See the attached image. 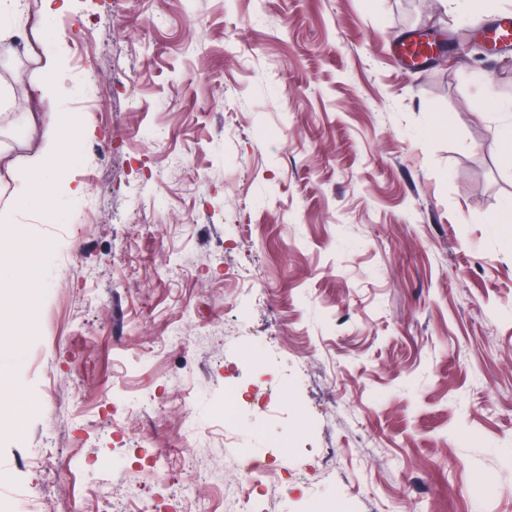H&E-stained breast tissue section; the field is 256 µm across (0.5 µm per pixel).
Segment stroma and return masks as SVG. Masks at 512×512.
Segmentation results:
<instances>
[{"instance_id": "obj_1", "label": "stroma", "mask_w": 512, "mask_h": 512, "mask_svg": "<svg viewBox=\"0 0 512 512\" xmlns=\"http://www.w3.org/2000/svg\"><path fill=\"white\" fill-rule=\"evenodd\" d=\"M27 2L0 131L32 151L25 99L59 76L32 109L78 137L52 219L31 201L0 238V265L27 261L0 280V512L162 486L205 512L245 481L236 448L289 471L264 512H512V53L449 74L395 55L512 0H53L51 33ZM25 283L48 290L35 328ZM273 377L280 413L250 410Z\"/></svg>"}]
</instances>
